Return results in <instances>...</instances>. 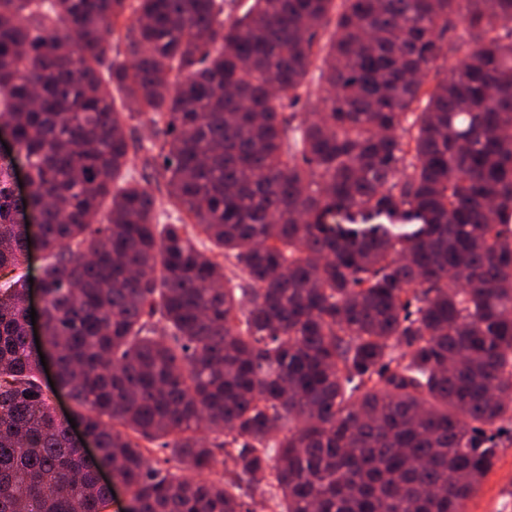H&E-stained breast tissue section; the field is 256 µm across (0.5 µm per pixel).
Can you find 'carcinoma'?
<instances>
[{
	"instance_id": "cac0c4a2",
	"label": "carcinoma",
	"mask_w": 512,
	"mask_h": 512,
	"mask_svg": "<svg viewBox=\"0 0 512 512\" xmlns=\"http://www.w3.org/2000/svg\"><path fill=\"white\" fill-rule=\"evenodd\" d=\"M229 5L0 0V269L42 253L44 345L97 448L40 384L22 273L0 512H100L102 466L133 512H465L512 425V0ZM132 127L133 148H131V162L128 165L129 173L138 177L142 172L145 159L149 156L147 150L155 140L154 129L144 121L139 123L136 120L130 121Z\"/></svg>"
}]
</instances>
